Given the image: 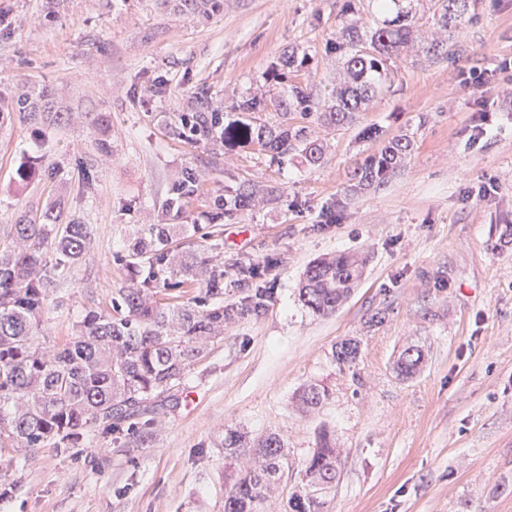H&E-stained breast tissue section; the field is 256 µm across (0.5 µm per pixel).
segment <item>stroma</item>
<instances>
[{
	"mask_svg": "<svg viewBox=\"0 0 512 512\" xmlns=\"http://www.w3.org/2000/svg\"><path fill=\"white\" fill-rule=\"evenodd\" d=\"M347 4L224 0L203 19L161 0H61L50 20L47 0H0L12 21L0 38V86L53 85L74 114L43 142L24 124L0 130V243L21 214L57 197L93 231L85 259L53 286L44 344H64L88 308L108 305L124 280L115 253L182 168L211 183L228 168L284 189L279 204L224 227L225 258H277L267 312L240 319L186 370L178 404L158 408L145 441L101 435L90 449L0 450L21 480L0 512H224L236 476L224 466L226 430L281 434L295 475L323 428L342 450L329 512H512V103L499 101L495 80L465 81L470 68L493 72L512 58V0H478L447 58L425 56L417 41L396 59L392 88L360 123L409 130L417 146L380 189L344 196L351 167L375 148L353 128L329 135L314 171L256 152L216 160L164 129V115L190 111L197 89L227 106L243 90L268 91L267 70L291 48L332 78L336 58L323 45ZM158 76L168 91L154 96ZM92 112L110 119L111 158L95 155ZM78 157L97 165L85 202L71 172ZM26 158L57 164L60 182L19 186ZM490 175L497 193L476 200ZM341 252L366 254L365 275L336 313L313 315L299 280L311 261ZM346 338L361 348L350 365L333 356ZM410 345L424 360L404 379L395 364ZM310 384L329 398L306 412L297 394Z\"/></svg>",
	"mask_w": 512,
	"mask_h": 512,
	"instance_id": "1",
	"label": "stroma"
}]
</instances>
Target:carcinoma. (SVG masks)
Listing matches in <instances>:
<instances>
[{
    "mask_svg": "<svg viewBox=\"0 0 512 512\" xmlns=\"http://www.w3.org/2000/svg\"><path fill=\"white\" fill-rule=\"evenodd\" d=\"M178 15L224 9V0H164ZM371 20L348 8L336 35L325 49L341 60L336 79L322 84L309 70L307 56L285 53L266 74L282 86L269 95L242 92L226 112L205 90L194 93L191 111L166 122L168 136L191 145H206L214 156L224 149L251 147L276 166L295 161L309 170L325 163L322 129L336 132L356 126L358 114L391 87L392 60L421 37L416 0H368ZM439 29L453 33L474 18L476 0H432ZM428 57H448V40L425 39ZM72 119L56 108L47 86L0 92V129L26 123L46 136ZM378 148L357 161L349 172L346 194L387 185L406 166L416 147L414 134L401 130L384 136L365 126L358 132ZM73 172L82 194L96 187V164L78 157ZM60 168L22 162L15 179L54 183ZM276 184L258 189L232 171L224 185L206 187L205 176L186 166L169 189L160 219L137 224L117 265L125 283L112 293L109 306L88 310L78 335L64 349H39L34 339L47 304L49 289L87 254L92 243L88 224L47 206L39 215L23 214L14 224L11 241L0 245V445L40 448H91L96 433L117 437L138 429L137 439L150 434L155 420L152 403L175 401L173 388L200 359L224 324L266 313L276 286L278 259H217L224 250L221 226L280 202ZM207 209L206 224H181L194 204ZM366 259L338 253L309 264L299 282L298 298L317 316L335 313L361 280ZM231 287L238 299L224 302ZM360 346L344 339L335 347L341 364L355 362ZM422 364L421 350L409 346L397 370L409 378ZM328 397L317 385L299 394L302 407L315 410ZM224 456L239 463L238 475L224 496V512H266L269 498L288 476V444L270 433L252 443L238 431L224 434ZM339 450L331 434L318 436V448L290 487L284 512H324L326 495L340 480Z\"/></svg>",
    "mask_w": 512,
    "mask_h": 512,
    "instance_id": "obj_1",
    "label": "carcinoma"
}]
</instances>
